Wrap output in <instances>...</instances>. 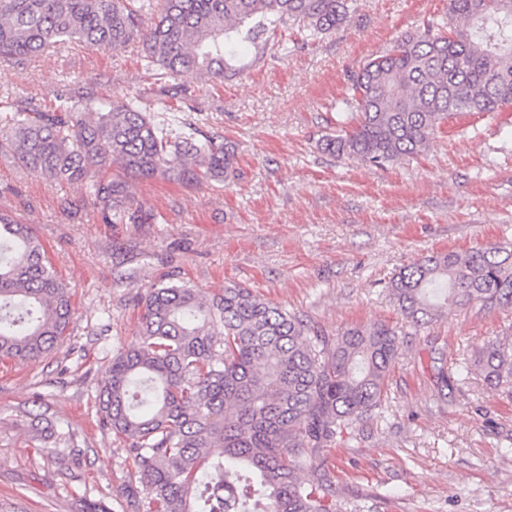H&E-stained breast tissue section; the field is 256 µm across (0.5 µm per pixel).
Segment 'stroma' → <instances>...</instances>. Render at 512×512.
I'll return each mask as SVG.
<instances>
[{
	"instance_id": "obj_1",
	"label": "stroma",
	"mask_w": 512,
	"mask_h": 512,
	"mask_svg": "<svg viewBox=\"0 0 512 512\" xmlns=\"http://www.w3.org/2000/svg\"><path fill=\"white\" fill-rule=\"evenodd\" d=\"M431 17L449 21L448 0H358L343 27L304 49L259 61L240 51L239 74L205 85L196 101L235 143L234 172L202 189L132 182L157 223H101L83 189L0 161V209L33 224L76 312L48 355L0 361V512H78L84 501L124 512L132 462L98 423L97 381L136 333L137 294L161 279L211 295L238 283L332 336L378 320L398 326L387 401L323 451L337 502L512 512V397L476 372L442 387L436 361L460 366L489 339L512 343V309L451 310L416 329L386 290L423 254L512 244V105L453 115L427 152L385 167L318 146L351 75ZM76 82L107 96L138 90L141 45L69 44L0 63V98L31 108ZM38 412L53 432L43 441L30 427Z\"/></svg>"
}]
</instances>
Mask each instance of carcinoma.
I'll return each instance as SVG.
<instances>
[{
	"instance_id": "1",
	"label": "carcinoma",
	"mask_w": 512,
	"mask_h": 512,
	"mask_svg": "<svg viewBox=\"0 0 512 512\" xmlns=\"http://www.w3.org/2000/svg\"><path fill=\"white\" fill-rule=\"evenodd\" d=\"M355 0H0V62L68 43L100 50L142 42L147 86L98 96L73 84L40 111L0 101V159L23 173L84 186L105 224H154L129 180L222 184L235 147L187 117L173 130L158 98L175 81L184 111L232 69L231 42L265 50L296 24L314 39L343 24ZM461 20L431 19L350 79L336 131L321 149L375 166L423 153L455 112L512 104V0H448ZM402 319L420 327L448 309L512 306V246L425 255L388 285ZM135 338L97 382L102 427L124 439L134 472L130 512H341L321 453L387 395L398 330L378 321L334 336L239 285L210 296L160 281L139 296ZM74 323L70 285L34 227L0 210V360L35 361ZM512 395V345L489 341L471 367ZM224 449L214 457L211 449Z\"/></svg>"
}]
</instances>
